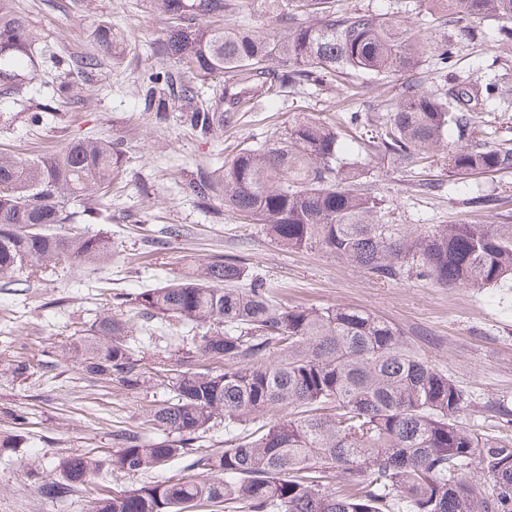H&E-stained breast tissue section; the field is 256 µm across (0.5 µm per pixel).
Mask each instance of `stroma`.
Masks as SVG:
<instances>
[{
	"mask_svg": "<svg viewBox=\"0 0 512 512\" xmlns=\"http://www.w3.org/2000/svg\"><path fill=\"white\" fill-rule=\"evenodd\" d=\"M16 3L55 58L65 61L94 50V29L102 18L124 32L131 49L104 59L92 79L76 78L53 122L28 123L35 101L0 99V112L13 115L12 124L0 125V151L30 158L83 134L122 138L128 143L127 185L112 194L110 223L78 227L79 232L111 238V264L92 268L75 262L32 280L30 288H0V409L26 416L23 442L0 453V512H88L83 492L63 503L41 498L38 471L51 470L70 454L103 456L116 450L113 432L141 430L163 392L93 381L67 367L64 349L95 314L115 305L116 294L134 296L217 255L247 259L279 303L357 307L392 322L417 354L464 390L459 425L487 437L512 438V288H439L417 276L380 280L319 249H280L261 225L241 223L232 214L215 218L212 210L181 192L178 183L197 166H221L226 156L220 144L198 138L176 120L155 128L140 104L138 88L150 45L164 28L150 0H94L86 13L77 11L73 0ZM502 56L488 37L463 44L458 66L483 81L500 73ZM389 91V85L366 74L348 89L319 94L296 90L243 113L231 136L246 146L283 131L294 113L340 118ZM367 135L360 128L346 136L348 156L362 163L368 188L403 223L490 224L496 217L512 216V171L454 179L440 161L424 172L440 184L427 192L404 168L367 151ZM470 193L497 198L496 212H474L462 205ZM167 224L182 225L183 236L159 247L144 243L143 227L157 230ZM13 359L30 362L28 379L20 381L4 371V363Z\"/></svg>",
	"mask_w": 512,
	"mask_h": 512,
	"instance_id": "35a3bbf8",
	"label": "stroma"
}]
</instances>
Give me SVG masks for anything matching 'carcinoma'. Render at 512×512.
Here are the masks:
<instances>
[{"instance_id":"carcinoma-1","label":"carcinoma","mask_w":512,"mask_h":512,"mask_svg":"<svg viewBox=\"0 0 512 512\" xmlns=\"http://www.w3.org/2000/svg\"><path fill=\"white\" fill-rule=\"evenodd\" d=\"M165 23L151 56L169 60L142 78L138 93L151 124L171 114L206 140L218 141L254 102L289 90L322 91L361 74L396 76L394 94L347 113L367 122L374 153L409 169L440 157L454 176L512 170V148L473 137L477 111L512 97L504 78L486 83L457 69L458 45L498 26L494 42L512 46V0H430L435 45L387 13L340 11L336 0H254L272 20L268 31L226 18L239 0H153ZM39 34L16 0H0V96L13 98L43 66ZM123 39L109 22L96 28V52L70 59L60 76L87 79ZM434 74L428 87L423 70ZM31 124L55 118L53 98ZM121 139L73 138L29 160L0 153V286L30 287L36 274L75 261L112 262V242L75 232L74 224L111 218L112 186L126 174ZM367 172L342 157L341 129L294 114L262 145L241 147L214 170L180 182L206 207L219 199L242 220L262 225L288 250L321 249L385 280L415 274L443 287L512 283V224L398 223L385 200L364 186ZM474 210L495 199H463ZM141 331L178 321L186 335L150 358L142 339L112 309L96 315L67 348L64 362L97 381L129 390L160 388L147 414V439L118 434L105 458H61L39 485L47 500L90 489L89 512H186L222 503L224 512H512V439L485 438L461 426L463 390L417 355L391 322L354 307L275 302L264 279L238 255L214 256L185 275L134 297ZM204 360L224 363L220 371ZM224 425L222 452L196 459L190 473L115 491L104 469L150 474ZM477 464L483 493L468 471Z\"/></svg>"}]
</instances>
